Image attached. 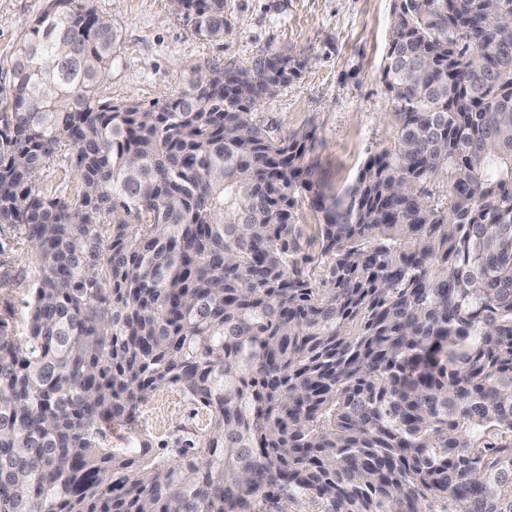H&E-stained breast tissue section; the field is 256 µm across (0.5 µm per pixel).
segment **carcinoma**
I'll return each mask as SVG.
<instances>
[{"mask_svg":"<svg viewBox=\"0 0 512 512\" xmlns=\"http://www.w3.org/2000/svg\"><path fill=\"white\" fill-rule=\"evenodd\" d=\"M172 7L228 33L224 0ZM120 51L89 0H47L0 96L34 284L19 337L0 276V512H512V0H395L394 146L317 200L316 277L312 135L256 112L290 59L146 107L97 97ZM63 163L78 190L40 191ZM166 387L210 423L160 453ZM298 224H304L305 236L310 240V246L307 247L309 254L317 257L318 246L314 243L312 237L314 235V224L322 222L321 213H316L311 206V200L306 199L302 207L298 210Z\"/></svg>","mask_w":512,"mask_h":512,"instance_id":"1","label":"carcinoma"}]
</instances>
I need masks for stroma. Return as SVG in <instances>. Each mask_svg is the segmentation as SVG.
<instances>
[{
    "label": "stroma",
    "instance_id": "obj_1",
    "mask_svg": "<svg viewBox=\"0 0 512 512\" xmlns=\"http://www.w3.org/2000/svg\"><path fill=\"white\" fill-rule=\"evenodd\" d=\"M46 0H0V91L9 89V61ZM121 35L120 59L99 84L101 101L163 103L209 67H252L260 57L291 59L297 74L264 97L260 120L278 133L313 134L308 163L324 201L345 195L369 156L394 143V106L381 77L394 0H225L229 31L203 41L170 8V0H91ZM16 231L0 228V274L14 281L9 327L24 335L32 286L29 250L14 248ZM204 409L174 389L143 406L152 443L193 438L206 427Z\"/></svg>",
    "mask_w": 512,
    "mask_h": 512
}]
</instances>
